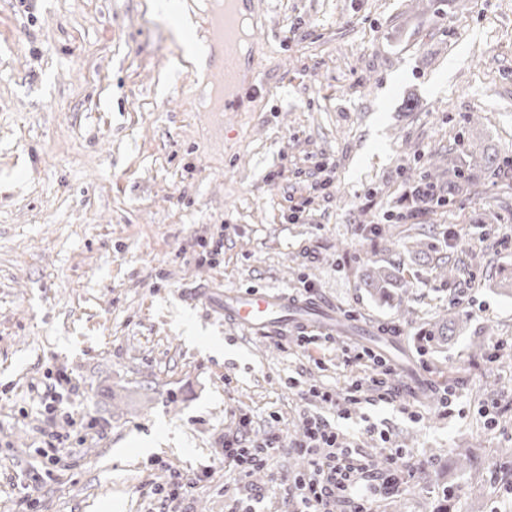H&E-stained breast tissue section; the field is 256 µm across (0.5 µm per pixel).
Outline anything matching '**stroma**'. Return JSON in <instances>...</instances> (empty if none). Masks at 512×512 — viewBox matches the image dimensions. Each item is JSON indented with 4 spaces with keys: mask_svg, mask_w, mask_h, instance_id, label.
Listing matches in <instances>:
<instances>
[{
    "mask_svg": "<svg viewBox=\"0 0 512 512\" xmlns=\"http://www.w3.org/2000/svg\"><path fill=\"white\" fill-rule=\"evenodd\" d=\"M254 2L249 48L274 94L217 131L153 0H0V512H240L254 496L291 512L293 450L241 483L224 442L295 437L308 413L376 466L379 432L405 450L374 512H512V0ZM462 148L503 164L414 212L409 175ZM417 231L430 263L403 246ZM219 234L216 263L197 262ZM468 252L447 279L444 259ZM373 263L399 265L402 302L361 288ZM266 289L357 331L302 347L293 328L225 322V291ZM443 317L458 329L440 344L426 331ZM348 346L392 365L396 401ZM61 373L75 387L50 415ZM295 379L362 389L342 420ZM206 468L187 496L158 495Z\"/></svg>",
    "mask_w": 512,
    "mask_h": 512,
    "instance_id": "1",
    "label": "stroma"
}]
</instances>
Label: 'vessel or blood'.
Here are the masks:
<instances>
[{"label": "vessel or blood", "instance_id": "1", "mask_svg": "<svg viewBox=\"0 0 512 512\" xmlns=\"http://www.w3.org/2000/svg\"><path fill=\"white\" fill-rule=\"evenodd\" d=\"M226 9L208 14L211 39L221 52V63L214 68V86L228 89L238 80L241 68L239 21L240 0H226ZM224 318L227 322L257 334H275L295 321L326 322L328 311L324 305L300 302L277 292L224 294Z\"/></svg>", "mask_w": 512, "mask_h": 512}]
</instances>
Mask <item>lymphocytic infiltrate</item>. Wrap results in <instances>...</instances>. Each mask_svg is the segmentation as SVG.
Instances as JSON below:
<instances>
[{"label": "lymphocytic infiltrate", "instance_id": "1", "mask_svg": "<svg viewBox=\"0 0 512 512\" xmlns=\"http://www.w3.org/2000/svg\"><path fill=\"white\" fill-rule=\"evenodd\" d=\"M285 444L304 463L292 482V497L299 512H335L340 503L349 504L353 512H372L375 497L398 485L404 473L402 449L389 448L386 468L375 471L335 425L317 414L305 415L298 437L288 441L271 437L254 447L243 437L225 440L224 466L241 478H249L269 454Z\"/></svg>", "mask_w": 512, "mask_h": 512}]
</instances>
